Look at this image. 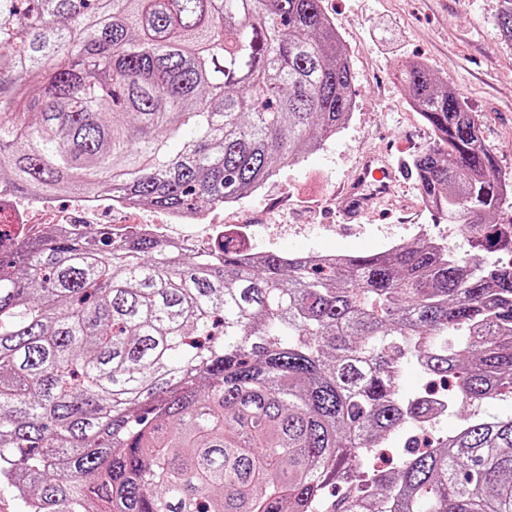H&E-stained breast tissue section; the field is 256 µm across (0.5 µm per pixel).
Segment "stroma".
<instances>
[{
	"instance_id": "35a3bbf8",
	"label": "stroma",
	"mask_w": 512,
	"mask_h": 512,
	"mask_svg": "<svg viewBox=\"0 0 512 512\" xmlns=\"http://www.w3.org/2000/svg\"><path fill=\"white\" fill-rule=\"evenodd\" d=\"M500 7V0H322L355 75L354 111L322 150L225 206L216 221L258 225L256 251L366 254L413 242L420 225L440 242L459 243L458 225L428 210L415 178L354 224L341 219L350 205L342 186L357 179L366 154L399 166L433 141L395 77L404 61L423 62L461 93L499 169L512 173V49L493 22Z\"/></svg>"
}]
</instances>
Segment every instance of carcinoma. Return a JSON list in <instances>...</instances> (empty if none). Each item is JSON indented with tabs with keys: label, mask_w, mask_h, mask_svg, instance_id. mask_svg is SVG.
Wrapping results in <instances>:
<instances>
[{
	"label": "carcinoma",
	"mask_w": 512,
	"mask_h": 512,
	"mask_svg": "<svg viewBox=\"0 0 512 512\" xmlns=\"http://www.w3.org/2000/svg\"><path fill=\"white\" fill-rule=\"evenodd\" d=\"M512 48V0L495 18ZM434 132L409 170L461 243L206 256L106 229L0 248V485L24 512H512V414L400 465L432 407L512 387V176L478 116L398 66ZM353 73L321 0H0V190L233 203L341 132ZM341 487L334 501L328 485Z\"/></svg>",
	"instance_id": "obj_1"
}]
</instances>
